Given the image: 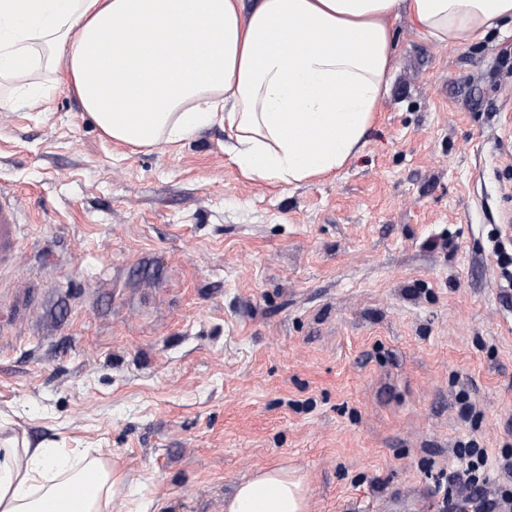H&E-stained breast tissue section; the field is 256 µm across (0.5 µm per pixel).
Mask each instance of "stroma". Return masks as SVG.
<instances>
[{"label":"stroma","instance_id":"obj_1","mask_svg":"<svg viewBox=\"0 0 512 512\" xmlns=\"http://www.w3.org/2000/svg\"><path fill=\"white\" fill-rule=\"evenodd\" d=\"M55 76L0 109L36 295L0 307V427L119 461L152 512H224L276 463L312 512H448V488L472 512L454 448L512 452V27L456 47L397 19L363 150L296 186L245 177L219 124L112 141Z\"/></svg>","mask_w":512,"mask_h":512}]
</instances>
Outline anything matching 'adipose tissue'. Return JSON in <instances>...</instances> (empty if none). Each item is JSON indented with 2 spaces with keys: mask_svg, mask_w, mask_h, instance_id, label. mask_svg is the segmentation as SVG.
Returning a JSON list of instances; mask_svg holds the SVG:
<instances>
[{
  "mask_svg": "<svg viewBox=\"0 0 512 512\" xmlns=\"http://www.w3.org/2000/svg\"><path fill=\"white\" fill-rule=\"evenodd\" d=\"M463 45L512 0H0V86L65 61L83 109L112 140L179 143L216 122L247 176L283 185L342 169L388 93L393 21ZM64 487L80 489L61 501ZM117 464L0 435V512H148ZM285 464L243 477L224 512H310Z\"/></svg>",
  "mask_w": 512,
  "mask_h": 512,
  "instance_id": "adipose-tissue-1",
  "label": "adipose tissue"
}]
</instances>
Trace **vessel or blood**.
<instances>
[{
    "label": "vessel or blood",
    "instance_id": "b4317fda",
    "mask_svg": "<svg viewBox=\"0 0 512 512\" xmlns=\"http://www.w3.org/2000/svg\"><path fill=\"white\" fill-rule=\"evenodd\" d=\"M27 225L22 218L19 196L0 191V302L5 301L19 309L29 308L31 298L17 279L24 265L21 242Z\"/></svg>",
    "mask_w": 512,
    "mask_h": 512
}]
</instances>
